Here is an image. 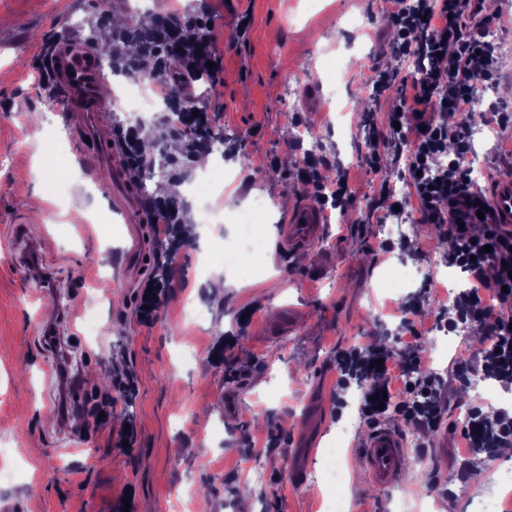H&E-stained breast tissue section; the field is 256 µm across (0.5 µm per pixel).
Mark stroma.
I'll use <instances>...</instances> for the list:
<instances>
[{
    "label": "stroma",
    "instance_id": "stroma-1",
    "mask_svg": "<svg viewBox=\"0 0 512 512\" xmlns=\"http://www.w3.org/2000/svg\"><path fill=\"white\" fill-rule=\"evenodd\" d=\"M211 44L222 65L204 105L240 150H225L232 181L209 202L190 198L188 219L200 224L206 205L224 221L203 225L204 238L184 241L172 263L161 256L154 225L140 227L143 259L130 280L113 272L124 259L129 226L112 208V186L88 162L91 146L79 120L66 112L58 90L38 82L42 48L56 33L87 39L101 7L130 16L138 0H0V506L23 512H239L250 487L257 512H331L342 497L346 512H479L481 500L508 507L512 447L474 463L462 447L456 414L476 398L472 388L449 394L448 447L435 434L418 436L400 416L387 428L405 437L407 463L400 482L382 489L367 476L361 450L371 434L360 420L356 386L337 391L336 358L354 345L398 348L404 336L399 306L419 297L422 332L406 357L447 375L459 357L479 346L477 325L464 330L459 353L434 348L442 336L431 275L439 287H466L468 275L441 266L452 247L444 232L416 224L405 250L381 252L383 225L395 223L380 201L381 178H402L404 163L391 150L382 169L364 164L360 119L388 127L395 98L374 96L373 69L414 74L391 47L384 0H210ZM490 28L502 55L495 87L477 86L467 121L485 175L502 173L491 149L512 144V126H484L490 103L512 107V0H499ZM345 73L348 110L327 128L326 109L305 107L308 94L324 95L335 69ZM312 134L309 153L296 150L293 132ZM247 161H240L239 153ZM322 182L338 168L355 191L346 213L327 210L323 236L290 250L281 242L287 214L280 198L309 196L297 172L304 158ZM251 236L255 251L239 268H225L218 246ZM53 276L56 294L38 290L30 276L29 247ZM404 265L412 280L397 293L382 286L389 263ZM170 287L151 322L139 319L141 293L160 267ZM232 286L221 289L220 284ZM64 294L73 327L65 328L78 380L80 408L57 415L62 388L57 360L42 340L57 294ZM206 320L186 318L188 308ZM132 374L137 393L116 396L112 426H96L89 412L111 391L117 373ZM244 400L234 419L224 416V395ZM132 426L135 443L118 448L109 435ZM260 468L262 485L252 482Z\"/></svg>",
    "mask_w": 512,
    "mask_h": 512
}]
</instances>
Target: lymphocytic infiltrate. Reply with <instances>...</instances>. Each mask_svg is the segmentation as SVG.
Here are the masks:
<instances>
[{"label": "lymphocytic infiltrate", "mask_w": 512, "mask_h": 512, "mask_svg": "<svg viewBox=\"0 0 512 512\" xmlns=\"http://www.w3.org/2000/svg\"><path fill=\"white\" fill-rule=\"evenodd\" d=\"M398 56L413 59L417 70L410 95L393 101L392 121L398 122L396 143L405 161L409 188L397 198L390 180L379 193L397 199L400 211L420 223L446 228L453 246L448 266L469 272L473 286L455 295L443 323L482 326L481 348L473 359L456 364L453 377L469 385L475 374L512 381V230L493 224L483 189L472 179L466 162L473 152L467 124L449 129L448 116L467 115L474 108L476 83L496 84L501 67L499 49L488 37L492 23L478 0H387ZM493 277H485V268ZM339 384L357 383L359 414L371 427L387 416L388 404L422 431L438 430L448 416L444 381L427 371L421 358L404 359L392 350L359 347L337 360ZM402 381L404 401L393 403L391 375ZM462 436L471 453L495 458L512 446V414L485 413L473 405Z\"/></svg>", "instance_id": "1"}]
</instances>
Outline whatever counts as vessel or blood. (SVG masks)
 <instances>
[{
    "label": "vessel or blood",
    "instance_id": "1",
    "mask_svg": "<svg viewBox=\"0 0 512 512\" xmlns=\"http://www.w3.org/2000/svg\"><path fill=\"white\" fill-rule=\"evenodd\" d=\"M51 67L68 109L83 113L85 134L97 143L90 159L91 166L104 165L112 171L114 206L122 212L126 223H146L147 218L135 200L127 166L112 156L113 144L120 141L119 134L109 128L99 129L96 125V114L105 111L112 98L92 50L80 39H63L54 50ZM487 194L494 223L512 230V176L502 174L495 177L488 186ZM324 224V213L320 207L311 200L303 199L289 212L283 235L293 244L318 237ZM362 457L367 475L376 486L388 489L400 481L405 451L402 440L393 431L376 430L367 440Z\"/></svg>",
    "mask_w": 512,
    "mask_h": 512
}]
</instances>
